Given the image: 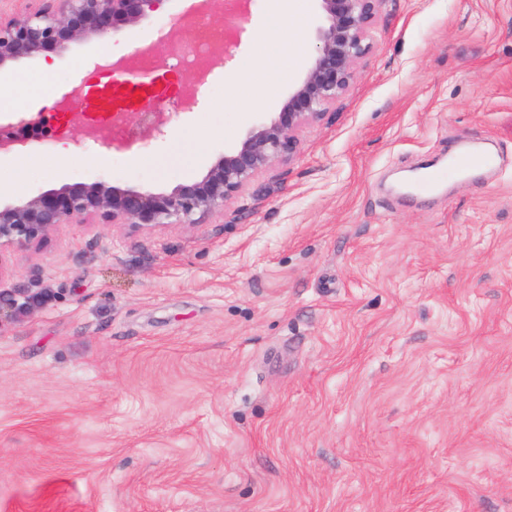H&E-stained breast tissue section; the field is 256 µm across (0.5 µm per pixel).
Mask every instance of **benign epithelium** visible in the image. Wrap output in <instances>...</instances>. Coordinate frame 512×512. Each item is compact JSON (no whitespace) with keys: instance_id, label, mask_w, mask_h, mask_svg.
<instances>
[{"instance_id":"7a95c632","label":"benign epithelium","mask_w":512,"mask_h":512,"mask_svg":"<svg viewBox=\"0 0 512 512\" xmlns=\"http://www.w3.org/2000/svg\"><path fill=\"white\" fill-rule=\"evenodd\" d=\"M19 15L0 14V72L21 59L62 54L81 40L102 42L138 24L163 0H27ZM320 22L309 67L279 110L253 124L231 150L196 177L166 191L123 187L105 180L64 184L17 203L0 206V249L43 241L59 224H130L156 229L199 224L224 206L272 161L291 157L296 131L319 119L348 87L366 53L371 22L384 0H317ZM40 295L31 288L0 290V317L33 309Z\"/></svg>"}]
</instances>
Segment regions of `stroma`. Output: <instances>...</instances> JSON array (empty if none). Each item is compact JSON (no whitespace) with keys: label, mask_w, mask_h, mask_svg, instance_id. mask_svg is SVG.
<instances>
[{"label":"stroma","mask_w":512,"mask_h":512,"mask_svg":"<svg viewBox=\"0 0 512 512\" xmlns=\"http://www.w3.org/2000/svg\"><path fill=\"white\" fill-rule=\"evenodd\" d=\"M185 0L18 61L0 128L107 53L194 38ZM195 103L126 151L42 106L0 204L106 176L169 189L278 111L315 0H252ZM202 224H62L0 249V512H512V0H385L348 89ZM499 166L444 179L450 151ZM40 295L32 288H8L0 290V322L2 316L14 317L33 309Z\"/></svg>","instance_id":"stroma-1"}]
</instances>
